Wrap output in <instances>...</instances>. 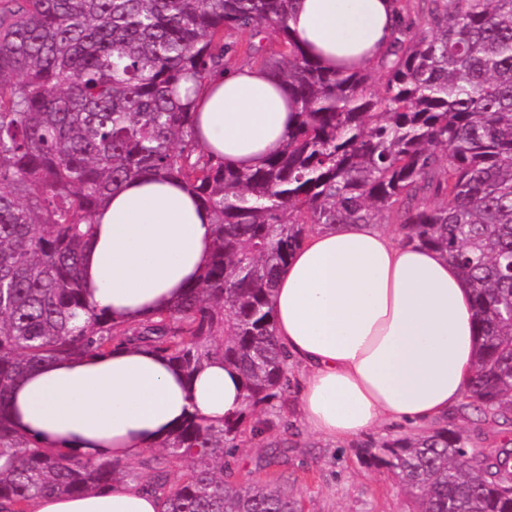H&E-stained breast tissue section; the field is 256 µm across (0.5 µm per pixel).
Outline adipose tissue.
<instances>
[{"instance_id": "obj_1", "label": "adipose tissue", "mask_w": 512, "mask_h": 512, "mask_svg": "<svg viewBox=\"0 0 512 512\" xmlns=\"http://www.w3.org/2000/svg\"><path fill=\"white\" fill-rule=\"evenodd\" d=\"M399 25L396 0H294L291 38L328 70L375 66ZM198 140L225 167L261 165L296 123L293 101L266 69L240 64L193 95ZM81 277L90 307L118 321L172 306L206 271L210 212L180 182L155 174L112 192L94 217ZM276 335L301 365L308 429L345 443L384 425L414 433L465 399L477 347L471 288L447 255L378 224H336L308 236L277 278ZM244 407L239 374L213 360L192 380L146 347L63 359L29 372L6 408L18 432L87 461H127L190 412L218 424ZM131 483L49 495L30 512H160Z\"/></svg>"}]
</instances>
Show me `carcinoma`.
<instances>
[{
    "instance_id": "carcinoma-1",
    "label": "carcinoma",
    "mask_w": 512,
    "mask_h": 512,
    "mask_svg": "<svg viewBox=\"0 0 512 512\" xmlns=\"http://www.w3.org/2000/svg\"><path fill=\"white\" fill-rule=\"evenodd\" d=\"M293 0H0V512L116 481L162 512H302L283 474L240 478L238 448L288 413L286 351L271 297L309 234L394 224L448 255L474 291L479 353L462 411L512 425V0H425L402 23L381 91L370 71L326 70L287 34ZM268 69L296 105L281 150L254 169L216 161L194 135L184 80L226 57ZM147 173L188 186L213 216L203 277L142 322L92 309L81 256L93 215ZM146 346L189 380L213 358L241 375L245 407L220 424L189 413L159 459L130 470L19 436L4 405L28 368ZM189 468L171 484L167 464ZM415 512H512V439L475 453L437 426L380 444Z\"/></svg>"
}]
</instances>
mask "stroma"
<instances>
[{
	"label": "stroma",
	"instance_id": "35a3bbf8",
	"mask_svg": "<svg viewBox=\"0 0 512 512\" xmlns=\"http://www.w3.org/2000/svg\"><path fill=\"white\" fill-rule=\"evenodd\" d=\"M288 430L277 429L238 449L232 466L240 475L266 479L261 464L270 451L285 455L286 474L294 482L304 512H413V502L387 470L363 462L368 442L406 436L398 426H383L369 437L339 445L312 434L296 411Z\"/></svg>",
	"mask_w": 512,
	"mask_h": 512
}]
</instances>
